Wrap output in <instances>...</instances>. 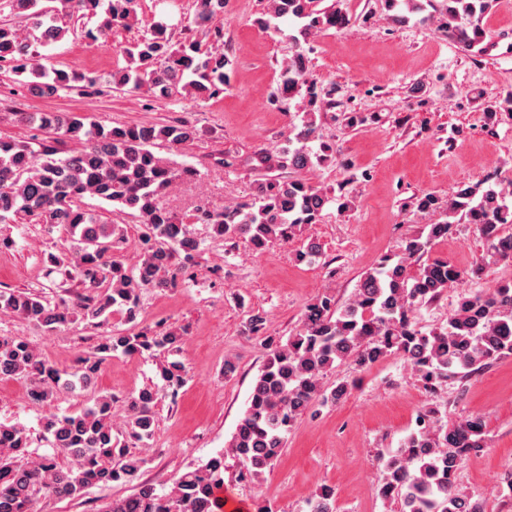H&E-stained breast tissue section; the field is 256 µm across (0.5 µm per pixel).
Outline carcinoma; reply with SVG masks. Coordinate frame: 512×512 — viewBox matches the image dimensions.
Listing matches in <instances>:
<instances>
[{
  "label": "carcinoma",
  "instance_id": "obj_1",
  "mask_svg": "<svg viewBox=\"0 0 512 512\" xmlns=\"http://www.w3.org/2000/svg\"><path fill=\"white\" fill-rule=\"evenodd\" d=\"M70 14H106L102 28L119 24L131 29L139 24L136 0H62ZM323 0H268L258 18L263 27L271 19L294 22L289 35L298 49L288 60L280 95L303 94L308 110L302 123L293 126L291 165L302 170L313 162L324 163L332 145L315 140V114L323 100L310 78L309 57L301 47L324 28L342 29L349 19L336 4ZM414 0H385L391 20L408 21L407 13L420 11ZM10 12L35 20L41 28L40 45L61 40L69 29L57 24L56 9L45 0H5ZM490 0H440L448 38L473 51L484 39L482 19ZM224 10V0H198L194 23L209 25ZM128 65L109 75L108 82L133 90L169 97L183 90L194 98L210 99L224 92L229 81V60L223 48L203 51L195 43L174 44L169 26L153 22L146 36L125 48ZM0 62L18 76L36 78L32 89L40 96H54L80 82L96 93L103 77L76 75L46 65L47 57L18 29L0 24ZM20 120L50 128L77 144L66 156L52 146L34 149L30 143L0 140V222L37 217L58 226L77 246L75 260L50 261L67 279H77L91 292L72 304L50 302L20 290H0V311L52 332L77 317L109 324L112 308L125 311L132 322L139 312V291L175 282L174 260H194L200 241L192 228L205 224L215 237L244 243L253 251L294 238L304 224L317 223L329 197L302 179L267 180L257 184L251 202L210 209L206 206L183 216L158 204L159 196L176 179L192 180V166L174 167L158 157L152 147L164 142L182 147L196 136L194 127L176 125H113L105 127L77 115L19 113ZM97 197L120 209L138 213L143 224L139 237L140 260L132 268L112 252L124 239V228L112 222V211L96 212L82 205ZM448 219L427 224L408 239L403 253L384 258L359 280L351 297L338 303L324 294L309 304L296 333L283 344L267 341V360L256 376L246 409L239 418L229 451L240 465L239 476L259 480L285 447L297 418L315 402L336 404L353 388L340 383L327 390L323 378L336 364L350 360L369 368L394 354L401 355L423 387L432 391L446 379L468 378L495 360L512 354V281L490 292L459 294L457 309L446 327L424 333L413 321L415 307L433 301L465 278L483 274L476 261L462 270L443 259H430L435 243L448 237L453 225L473 224L486 238L490 257L512 261V192L490 183L460 188L446 205ZM321 256L318 243L310 241L295 253L296 261L312 264ZM181 336L169 330L160 336L144 331L113 332L96 346L80 366L59 370L42 359L24 340L0 339V376L23 375L34 382L32 395L45 401L65 390L82 391L94 384L101 365L112 355L127 356L156 349H177ZM170 386L184 383V367H161ZM156 393L144 388L128 398L123 428L112 426V396L101 395L78 414L52 415L43 425L54 454L31 457L29 436L18 425L0 423V512H35L40 495L76 498L98 485L132 484L134 492L108 503L101 512H216L224 491V453L209 458L175 476L168 490L139 482L146 459L125 451L126 440L142 442L155 430L153 406ZM436 410L419 417L418 429L396 451L378 458L383 473L380 493L401 502L402 512H485L484 503L463 492L454 475L459 461L488 447L484 423L467 418L442 432L435 430ZM70 459L63 469L55 461ZM306 512H336L335 491L324 486L306 501Z\"/></svg>",
  "mask_w": 512,
  "mask_h": 512
}]
</instances>
